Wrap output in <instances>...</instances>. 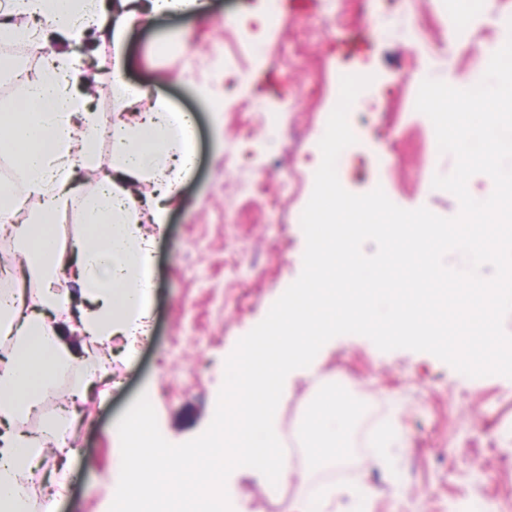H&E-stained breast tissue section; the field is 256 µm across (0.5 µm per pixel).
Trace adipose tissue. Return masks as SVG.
<instances>
[{"mask_svg":"<svg viewBox=\"0 0 512 512\" xmlns=\"http://www.w3.org/2000/svg\"><path fill=\"white\" fill-rule=\"evenodd\" d=\"M206 0H7L0 10V42L39 43L48 71L25 87L21 101L0 112V155L11 157L19 185L0 186V213L28 212L14 226L20 249L0 257L34 285V309L15 322V293L0 294V334L10 349L0 359V512H31L26 478L36 460L58 451L43 493L55 501L67 486L75 451L73 420L46 416L39 435L24 424L67 372L81 378L75 396L108 372L99 347L120 336L127 350L150 327L149 271L153 243L143 224H165L172 200L192 174L195 118L173 110L162 97L126 79L125 45L131 30L162 14L201 15ZM80 42L90 36L112 48V159L104 161L102 116L87 90V71L75 55L52 46L51 38ZM94 175L93 193H75L79 171ZM76 203L80 221L71 230L69 260L75 289L53 282L66 261L57 215ZM322 422L309 434L343 442L353 418L340 400L321 404Z\"/></svg>","mask_w":512,"mask_h":512,"instance_id":"ef3b65f1","label":"adipose tissue"}]
</instances>
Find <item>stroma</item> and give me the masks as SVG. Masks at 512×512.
I'll return each mask as SVG.
<instances>
[{
	"label": "stroma",
	"mask_w": 512,
	"mask_h": 512,
	"mask_svg": "<svg viewBox=\"0 0 512 512\" xmlns=\"http://www.w3.org/2000/svg\"><path fill=\"white\" fill-rule=\"evenodd\" d=\"M511 13L512 0H483L452 41L446 0H209L205 17L161 16L130 34L128 81L196 116V168L167 224L143 227L155 238L151 334L131 359L114 344L111 374L72 430L79 474L56 512H109L121 466L112 428L140 395L171 443L209 426L226 359L302 272L301 215L341 76L373 78L349 112L357 141L338 158L342 186L458 215V199L432 186L455 158L416 110L418 90L427 78L478 84L479 53L512 36ZM176 34L185 51L160 49ZM334 394L352 408V430L374 413L405 441L369 445L345 480L320 485L321 444L305 431L314 397ZM275 416L282 439L300 443L305 477L273 486L237 468L233 512H354L347 492L364 485L367 512H512V378L468 377L430 353L345 334L287 376Z\"/></svg>",
	"instance_id": "1"
}]
</instances>
